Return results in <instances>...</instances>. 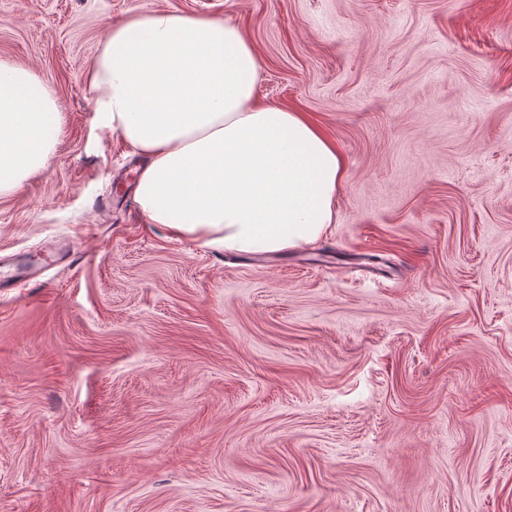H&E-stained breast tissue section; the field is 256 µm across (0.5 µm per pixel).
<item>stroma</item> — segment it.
<instances>
[{
  "label": "stroma",
  "mask_w": 512,
  "mask_h": 512,
  "mask_svg": "<svg viewBox=\"0 0 512 512\" xmlns=\"http://www.w3.org/2000/svg\"><path fill=\"white\" fill-rule=\"evenodd\" d=\"M233 22L257 104L344 162L316 245L256 262L145 223L89 76L111 25ZM53 90L0 196V512H512V0H0Z\"/></svg>",
  "instance_id": "35a3bbf8"
}]
</instances>
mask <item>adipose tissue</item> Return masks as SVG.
<instances>
[{
    "label": "adipose tissue",
    "mask_w": 512,
    "mask_h": 512,
    "mask_svg": "<svg viewBox=\"0 0 512 512\" xmlns=\"http://www.w3.org/2000/svg\"><path fill=\"white\" fill-rule=\"evenodd\" d=\"M261 62L233 23L159 10L112 25L90 74L94 110L146 159V223L201 249L277 253L334 220L343 160L302 113L259 105ZM63 117L31 69L0 63V196L55 155Z\"/></svg>",
    "instance_id": "adipose-tissue-1"
}]
</instances>
